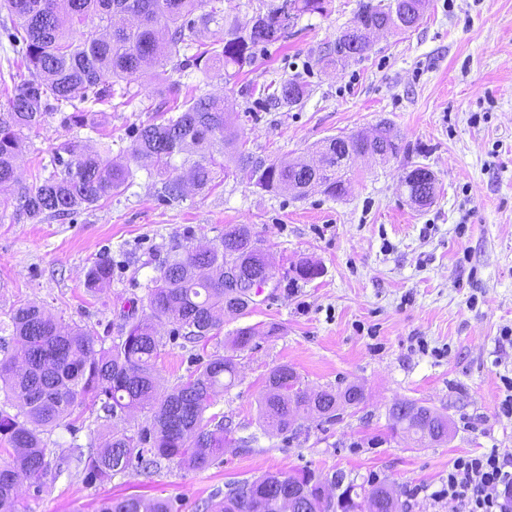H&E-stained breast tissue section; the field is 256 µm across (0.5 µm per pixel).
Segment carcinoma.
Here are the masks:
<instances>
[{"label": "carcinoma", "mask_w": 512, "mask_h": 512, "mask_svg": "<svg viewBox=\"0 0 512 512\" xmlns=\"http://www.w3.org/2000/svg\"><path fill=\"white\" fill-rule=\"evenodd\" d=\"M328 0H291L295 18L322 14ZM396 13L383 11L368 0L360 4L353 24L321 57L329 65L347 59L352 43L361 52L369 50L364 31L381 24L402 30L394 18H416L420 0H395ZM223 0H4L12 21L24 35L22 52L29 77L24 79L0 110V195L19 202L20 214L40 223L63 219L82 207H90L125 190L133 178L131 163L147 160L150 174L161 182V193L178 202L185 186L199 190L215 186L228 174L230 164L258 175L257 184L272 191L300 181L298 165L272 162L267 167L250 164V156L238 147L231 131L235 104L226 98L180 96L172 84L159 93L158 106L169 113L161 122L141 126L123 157H112L111 145L87 150L74 139L51 148L49 162L27 184L16 174L17 160L25 147L26 132L41 127L53 110L60 113V126L68 131H97L95 107L118 108L139 95L131 83L147 69L166 71L195 68L224 71V80L237 78L253 65L257 52L282 40L287 28L269 5L251 28L240 26ZM224 25V38L210 44L196 39L198 28ZM196 49L192 55L191 49ZM306 84L294 76L264 86L262 94L287 104L300 103ZM116 98L119 104H112ZM79 104H74V100ZM378 134L346 136L338 149L330 143L320 153L321 168L314 185L336 196L345 190L348 159L363 152L396 157L406 150L401 137L386 123L377 124ZM262 241L249 225H234L218 241L203 249H186L169 256L151 279L146 303L128 302L121 334L106 339L79 325L63 328L44 309L22 305L0 319V391L20 415L0 411V448L10 460L0 464V512H26L21 489L40 492L45 479H58L63 469L53 466L45 435L73 427L74 410L89 402L100 406L104 419L126 411L147 408L145 426L131 432L112 424L101 447L74 445L71 455L83 466L91 484L103 485L129 470L145 478L175 462L189 470L209 467L224 453V416L209 413L217 397L234 385L238 362L233 354H212L186 380L158 393L155 360L162 342L157 325L169 322L191 343H206L218 337L224 315L244 316L251 311L247 287L224 278L226 270L238 267L248 278L265 274ZM112 279V263L95 262L87 275V287L98 289ZM296 371L286 365L273 368L267 377V392L259 403L258 425L280 433L295 429L300 412L315 413L327 422L336 419L342 404L357 406L364 392L358 385L344 392L322 389L312 396L300 389ZM391 430L416 443L448 438V420L430 408L406 401L392 408ZM310 469L290 473H267L259 483H235L224 497H212L203 512H283L274 488L289 482L294 508L291 512H333L331 496L314 480ZM377 485L373 512H406L412 490L395 493L396 501L384 495L388 485L367 479H348L337 496L342 512H360L366 486ZM98 512H173L167 499L138 495L102 502Z\"/></svg>", "instance_id": "carcinoma-1"}]
</instances>
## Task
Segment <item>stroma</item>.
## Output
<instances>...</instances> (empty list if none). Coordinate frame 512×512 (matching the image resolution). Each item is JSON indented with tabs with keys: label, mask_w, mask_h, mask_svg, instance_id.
Masks as SVG:
<instances>
[{
	"label": "stroma",
	"mask_w": 512,
	"mask_h": 512,
	"mask_svg": "<svg viewBox=\"0 0 512 512\" xmlns=\"http://www.w3.org/2000/svg\"><path fill=\"white\" fill-rule=\"evenodd\" d=\"M361 2L330 0L326 13L302 16L236 80L214 69L170 70L158 80L232 99L237 137L258 162L309 161L331 137L392 124L407 155L354 158L343 195L267 191L241 173L167 202L142 161L133 184L111 202L63 221L32 222L15 199L0 196V318L34 304L61 325L115 338L124 305L145 296L175 247L210 245L234 224L252 226L275 273L251 313L225 316L220 343L193 346L172 325L158 327L156 370L165 390L197 360L230 351L235 329L259 330L238 352L235 384L215 407L231 424L222 456L203 470L166 462L152 479L132 471L97 486L73 467L28 496L31 512H97L104 499L127 495L197 512L201 500L229 484L305 468L374 474L419 488L412 512H454L434 494L456 457L493 448L512 455V419L500 413L502 379L512 377V343L501 338L512 329V0H427L417 27L374 37L363 56L344 65L317 64L320 48L351 24ZM295 75L307 87L300 104L261 97L264 84ZM154 106L140 95L107 111L101 135L111 137L113 150L126 148L129 131L155 118ZM62 133L55 116L28 132L18 161L24 182ZM418 165L437 182L434 200L422 208L399 188ZM101 258L112 261V281L88 291V270ZM302 261L321 275L293 281L291 269ZM280 364L311 390L358 384L365 401L331 423L305 419L293 435L259 433L258 402ZM404 400L447 416V442L391 437L389 411ZM75 415L73 430L47 437L54 462L106 431L97 411L81 407ZM253 433L257 442L242 447L240 438Z\"/></svg>",
	"instance_id": "stroma-1"
}]
</instances>
